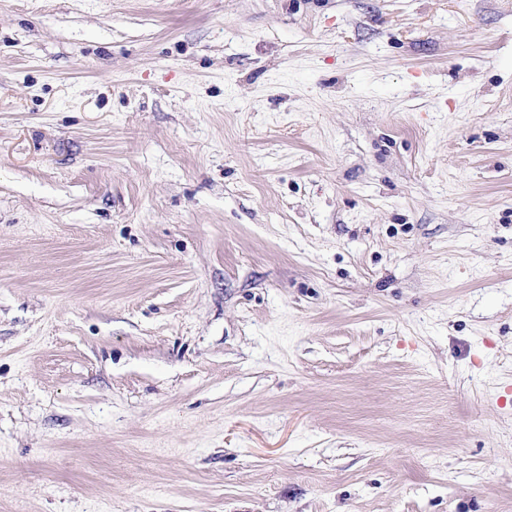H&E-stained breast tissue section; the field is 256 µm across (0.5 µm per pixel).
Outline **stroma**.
<instances>
[{"mask_svg": "<svg viewBox=\"0 0 512 512\" xmlns=\"http://www.w3.org/2000/svg\"><path fill=\"white\" fill-rule=\"evenodd\" d=\"M0 512H512V0H0Z\"/></svg>", "mask_w": 512, "mask_h": 512, "instance_id": "stroma-1", "label": "stroma"}]
</instances>
